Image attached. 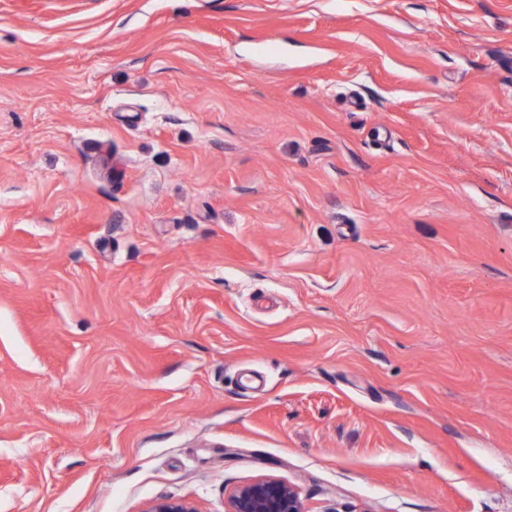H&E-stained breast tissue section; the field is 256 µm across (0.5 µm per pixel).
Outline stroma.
Listing matches in <instances>:
<instances>
[{
  "mask_svg": "<svg viewBox=\"0 0 512 512\" xmlns=\"http://www.w3.org/2000/svg\"><path fill=\"white\" fill-rule=\"evenodd\" d=\"M512 512V0H0V512ZM225 512H307L298 491L283 481L260 477L237 486ZM141 512H201L197 505L189 500L160 497L148 501Z\"/></svg>",
  "mask_w": 512,
  "mask_h": 512,
  "instance_id": "obj_1",
  "label": "stroma"
}]
</instances>
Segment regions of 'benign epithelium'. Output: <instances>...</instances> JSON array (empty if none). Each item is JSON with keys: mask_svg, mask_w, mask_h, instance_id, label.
Instances as JSON below:
<instances>
[{"mask_svg": "<svg viewBox=\"0 0 512 512\" xmlns=\"http://www.w3.org/2000/svg\"><path fill=\"white\" fill-rule=\"evenodd\" d=\"M141 512H200L189 500L160 497L148 501ZM225 512H306L298 491L270 477L237 486L228 496Z\"/></svg>", "mask_w": 512, "mask_h": 512, "instance_id": "1", "label": "benign epithelium"}]
</instances>
